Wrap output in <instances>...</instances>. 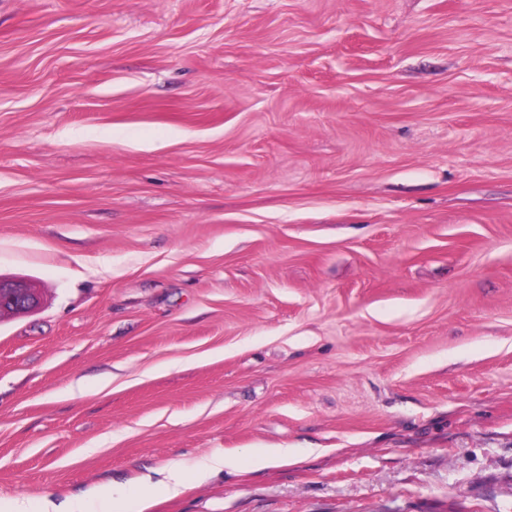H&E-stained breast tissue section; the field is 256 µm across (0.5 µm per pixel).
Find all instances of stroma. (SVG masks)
<instances>
[{
  "label": "stroma",
  "mask_w": 512,
  "mask_h": 512,
  "mask_svg": "<svg viewBox=\"0 0 512 512\" xmlns=\"http://www.w3.org/2000/svg\"><path fill=\"white\" fill-rule=\"evenodd\" d=\"M0 275L30 512H512V0H0ZM38 292L24 279L0 276V316L35 310L39 305ZM297 462L291 448H270L259 455L255 460L257 467H268L273 465L293 464Z\"/></svg>",
  "instance_id": "1"
}]
</instances>
